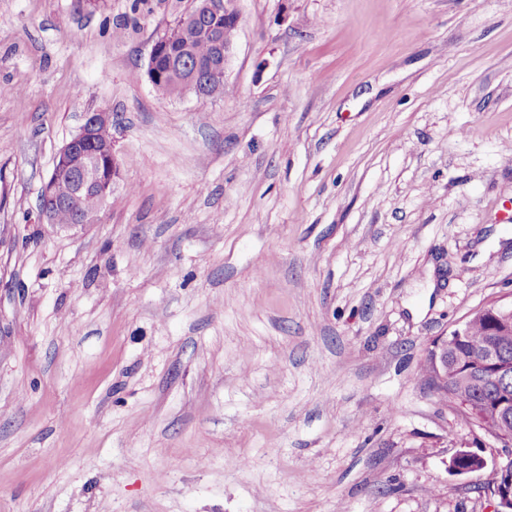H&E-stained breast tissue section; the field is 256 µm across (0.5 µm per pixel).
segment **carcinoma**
I'll use <instances>...</instances> for the list:
<instances>
[{
  "instance_id": "1",
  "label": "carcinoma",
  "mask_w": 512,
  "mask_h": 512,
  "mask_svg": "<svg viewBox=\"0 0 512 512\" xmlns=\"http://www.w3.org/2000/svg\"><path fill=\"white\" fill-rule=\"evenodd\" d=\"M168 52L159 58L156 68L167 73L165 85L161 92L170 98H180L190 91V72L186 71L188 58L201 68H207L213 62V46L211 37L187 27L183 18L175 20V24L165 32ZM96 157L107 160L112 156V137L109 128L102 126L95 134ZM97 213L100 211L98 191L91 186L85 189L79 198L78 210L60 208L55 211L54 220L57 224L75 223L77 212ZM489 327L483 323H474L466 331L462 339L453 340L454 358L448 362V376L441 378L434 374V368L428 361L421 367L422 377L426 379L439 394L453 400L460 408L466 423H472L470 407L481 402L478 385L466 376L469 362L476 360L485 349Z\"/></svg>"
}]
</instances>
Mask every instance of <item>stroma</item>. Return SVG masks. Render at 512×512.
Returning <instances> with one entry per match:
<instances>
[{
	"label": "stroma",
	"mask_w": 512,
	"mask_h": 512,
	"mask_svg": "<svg viewBox=\"0 0 512 512\" xmlns=\"http://www.w3.org/2000/svg\"><path fill=\"white\" fill-rule=\"evenodd\" d=\"M188 5L0 0V512H493L419 370L512 296V0H235L217 100L147 77ZM111 122V113H87L78 133L65 143L58 152L51 176L43 189L41 215L46 220L47 224L52 226L75 227L94 222L97 214L82 216L80 217V222L74 224L78 212H100L98 191L93 186L86 188L81 193L77 210L60 208L55 211L58 205L64 204V201L57 200V194L54 191L57 179L66 173H81L83 179H87V172L91 169V162L95 164L93 171H91L92 180L98 182L103 187L101 191L102 206H106L109 199L112 198V188L116 178L119 176L120 166L112 152V137L111 131H109ZM93 137L95 138L96 157L101 158L103 161L112 157V169L108 170L107 174H104L103 166H101L99 162H95V159L91 158L86 150V146L93 140ZM53 215L56 224L53 221ZM488 462L480 454L466 449L455 452L450 461L451 472L458 476L468 475L487 468Z\"/></svg>",
	"instance_id": "obj_1"
}]
</instances>
